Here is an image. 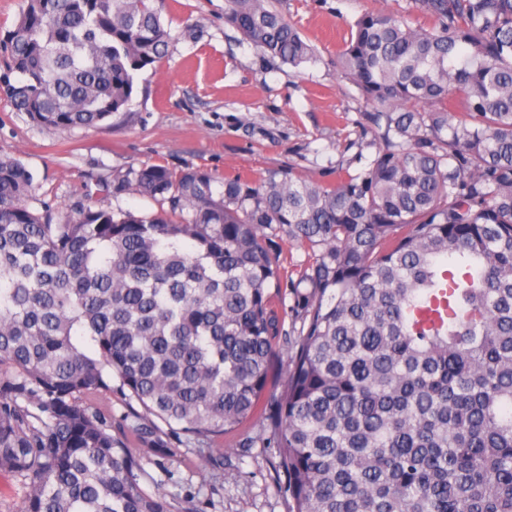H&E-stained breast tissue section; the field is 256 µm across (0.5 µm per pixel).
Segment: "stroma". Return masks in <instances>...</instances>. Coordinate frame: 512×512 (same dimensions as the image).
I'll return each mask as SVG.
<instances>
[{"label":"stroma","mask_w":512,"mask_h":512,"mask_svg":"<svg viewBox=\"0 0 512 512\" xmlns=\"http://www.w3.org/2000/svg\"><path fill=\"white\" fill-rule=\"evenodd\" d=\"M406 0H279L318 55L299 67L280 64L243 42L224 23L225 0H165L172 41L166 57L138 77L134 122L118 128L48 131L0 101V154L33 171L35 196L66 208L89 174L164 163L201 166L218 177L257 179L292 169L296 179L336 185L371 156L363 132L370 107L336 68L348 29L366 13L391 12ZM111 416L114 436L137 459L140 488L163 493L170 512H288L276 479L277 451L261 440L271 428L257 418L222 449L196 451L189 436L163 431L152 448L132 432L140 405L113 387L91 395Z\"/></svg>","instance_id":"35a3bbf8"}]
</instances>
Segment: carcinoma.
<instances>
[{
  "label": "carcinoma",
  "mask_w": 512,
  "mask_h": 512,
  "mask_svg": "<svg viewBox=\"0 0 512 512\" xmlns=\"http://www.w3.org/2000/svg\"><path fill=\"white\" fill-rule=\"evenodd\" d=\"M160 2L23 0L0 95L48 131L132 123L171 41ZM224 23L315 58L275 0H225ZM338 67L378 148L334 187L143 164L59 216L0 156V474L22 512H169L80 396L115 377L141 437L161 445L154 416L204 452L262 411L283 355L262 444L288 512H512V0L364 14ZM130 190L156 210L109 204ZM24 481L18 475H0V512H21Z\"/></svg>",
  "instance_id": "cac0c4a2"
}]
</instances>
